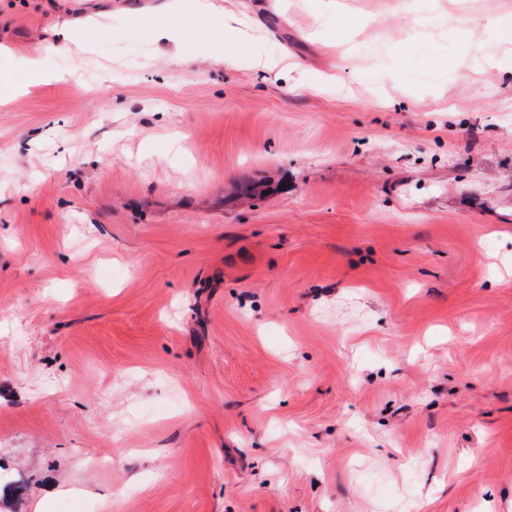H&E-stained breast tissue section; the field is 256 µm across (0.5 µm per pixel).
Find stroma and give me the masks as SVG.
Masks as SVG:
<instances>
[{"label":"stroma","instance_id":"35a3bbf8","mask_svg":"<svg viewBox=\"0 0 512 512\" xmlns=\"http://www.w3.org/2000/svg\"><path fill=\"white\" fill-rule=\"evenodd\" d=\"M162 3L0 0V512H512V0ZM160 11L166 13L191 14L210 18L215 21L224 20V15L213 0H165ZM101 29L102 25L98 21H91L85 29H76L69 26H62L55 30V42L59 47L76 46L82 47L86 45L83 40V32L87 29Z\"/></svg>","mask_w":512,"mask_h":512}]
</instances>
